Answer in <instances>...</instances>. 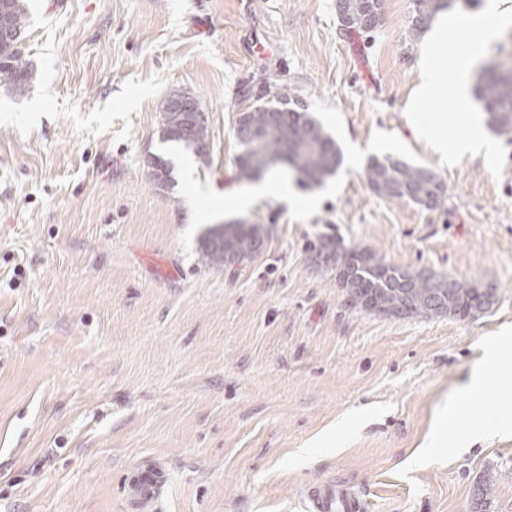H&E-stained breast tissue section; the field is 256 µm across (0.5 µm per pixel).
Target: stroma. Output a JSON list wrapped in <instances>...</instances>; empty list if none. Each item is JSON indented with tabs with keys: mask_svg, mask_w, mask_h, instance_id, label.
<instances>
[{
	"mask_svg": "<svg viewBox=\"0 0 512 512\" xmlns=\"http://www.w3.org/2000/svg\"><path fill=\"white\" fill-rule=\"evenodd\" d=\"M415 0L376 31L336 0H30L23 95L0 85V512H127V474L162 462L157 512H306L307 485L352 486L367 512H512V357L461 393L487 337L512 330V136L443 165L408 125L423 40ZM288 86L335 139L336 174L291 209H243L234 117ZM198 96L210 162L162 142L170 92ZM172 160L156 188L150 156ZM435 172L428 210L378 195L371 158ZM264 225L235 271L198 238ZM493 285L478 318L394 319L346 305L310 242ZM480 424L470 443L458 432ZM491 487H484V480ZM205 229L200 237L201 261L211 268H224V245L231 243L252 259L265 247L267 236L260 224H217ZM216 226V227H215Z\"/></svg>",
	"mask_w": 512,
	"mask_h": 512,
	"instance_id": "1",
	"label": "stroma"
}]
</instances>
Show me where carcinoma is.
<instances>
[{
	"mask_svg": "<svg viewBox=\"0 0 512 512\" xmlns=\"http://www.w3.org/2000/svg\"><path fill=\"white\" fill-rule=\"evenodd\" d=\"M0 6V30L18 35V41L6 44L0 40V84L15 94H23L31 81V72L21 60L22 45L29 22L28 0H3ZM456 6V0H417L413 29L427 28L436 16ZM382 19L377 13L349 25L348 31L373 32ZM476 85L478 99L483 102L487 125L499 135H512V48L500 43ZM278 110L272 113L273 123L265 118L264 103L254 104L255 110L244 116L256 131L255 139H237L240 153L236 158V177L252 181L256 174L271 169L268 160L288 155V166L296 173L298 183L306 188L320 187L341 163L340 150L330 133L318 121L305 103L289 88H282L275 101ZM203 111L201 101L194 96L176 92L168 98V108L161 117V134L174 148L192 153L207 162L209 131L207 123L197 121ZM153 182L169 187L174 183L171 163L162 156L150 159ZM371 188L388 199L408 200L432 209L443 203L448 187L432 171L404 160H371L366 168ZM267 236L261 225L244 221L240 224H220L205 229L200 237L201 261L211 268L224 267V245L232 244L246 254L258 255L265 247ZM309 251L327 253L329 266L338 272L336 287L349 289L370 303L394 306L401 317L419 316V307L444 302L448 315L476 318L489 309L484 294L477 285L460 280H448L435 275L431 286L414 281L418 271L390 263L375 251L346 246L332 236L320 238Z\"/></svg>",
	"mask_w": 512,
	"mask_h": 512,
	"instance_id": "1",
	"label": "carcinoma"
}]
</instances>
